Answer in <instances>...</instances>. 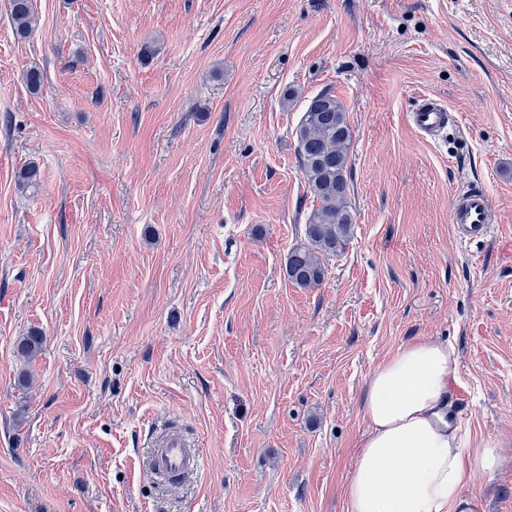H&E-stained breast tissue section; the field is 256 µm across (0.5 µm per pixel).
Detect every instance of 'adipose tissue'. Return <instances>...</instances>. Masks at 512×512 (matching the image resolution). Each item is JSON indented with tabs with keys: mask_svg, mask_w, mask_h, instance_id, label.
<instances>
[{
	"mask_svg": "<svg viewBox=\"0 0 512 512\" xmlns=\"http://www.w3.org/2000/svg\"><path fill=\"white\" fill-rule=\"evenodd\" d=\"M458 362L449 344L399 349L372 373L370 427L345 484L346 512H472L465 486L502 462L499 442L465 447L448 406Z\"/></svg>",
	"mask_w": 512,
	"mask_h": 512,
	"instance_id": "ef3b65f1",
	"label": "adipose tissue"
}]
</instances>
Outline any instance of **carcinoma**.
<instances>
[{
  "label": "carcinoma",
  "mask_w": 512,
  "mask_h": 512,
  "mask_svg": "<svg viewBox=\"0 0 512 512\" xmlns=\"http://www.w3.org/2000/svg\"><path fill=\"white\" fill-rule=\"evenodd\" d=\"M15 35L27 39L34 21L33 0H10ZM351 130L346 110L336 95L323 91L308 103L296 129L297 154L313 208L305 224L307 243L292 249L285 266L288 281L299 288L320 286L327 272L326 260L343 251L352 233L353 217L346 205L349 193ZM40 172L29 165L18 175L23 190L39 186ZM44 336L32 331L18 339L17 353L34 359Z\"/></svg>",
  "instance_id": "1"
}]
</instances>
